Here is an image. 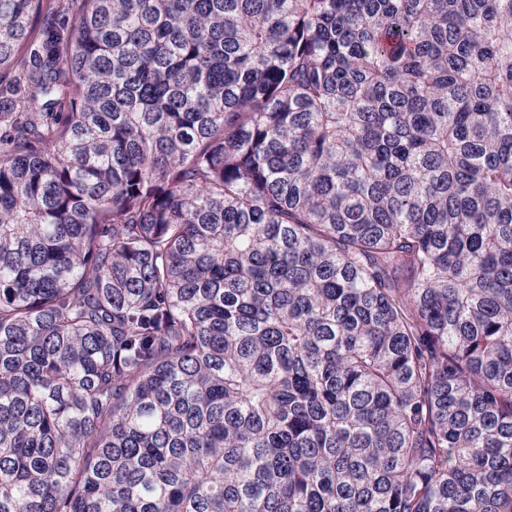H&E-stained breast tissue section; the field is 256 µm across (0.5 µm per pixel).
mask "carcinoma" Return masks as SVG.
<instances>
[{
    "instance_id": "1",
    "label": "carcinoma",
    "mask_w": 512,
    "mask_h": 512,
    "mask_svg": "<svg viewBox=\"0 0 512 512\" xmlns=\"http://www.w3.org/2000/svg\"><path fill=\"white\" fill-rule=\"evenodd\" d=\"M0 512H512V0H0Z\"/></svg>"
}]
</instances>
